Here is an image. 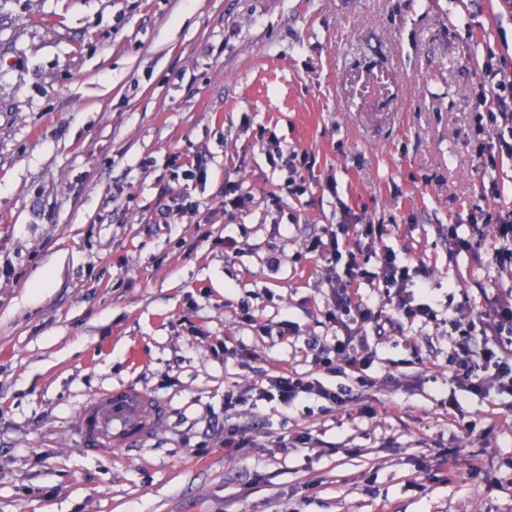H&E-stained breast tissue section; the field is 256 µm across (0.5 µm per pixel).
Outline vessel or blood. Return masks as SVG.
Masks as SVG:
<instances>
[{
    "label": "vessel or blood",
    "instance_id": "b4317fda",
    "mask_svg": "<svg viewBox=\"0 0 512 512\" xmlns=\"http://www.w3.org/2000/svg\"><path fill=\"white\" fill-rule=\"evenodd\" d=\"M161 415L160 403L138 388L120 385L99 392L80 407V448L93 455L138 449Z\"/></svg>",
    "mask_w": 512,
    "mask_h": 512
}]
</instances>
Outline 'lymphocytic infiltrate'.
I'll return each instance as SVG.
<instances>
[{"mask_svg":"<svg viewBox=\"0 0 512 512\" xmlns=\"http://www.w3.org/2000/svg\"><path fill=\"white\" fill-rule=\"evenodd\" d=\"M472 96L476 105L492 107L486 115L493 124L489 140L476 150L480 165L490 168L496 165L498 156L512 157V125L501 129L495 126L498 118L512 112V82L487 72L474 85ZM306 250L331 257L327 277L330 301L325 318L339 327V335L308 340L311 371L301 373L283 366L266 375L262 386L225 390V411H238L255 398L287 408L310 399L333 407L345 406L351 400L349 391L325 385L313 377V370L332 375L350 372L359 386L375 387L377 381L368 371L378 353L360 331L369 327L374 335L381 336L403 321L422 328H443L451 336L446 360L456 393L449 396V406H457L456 395L460 392L481 398L494 393L512 395V293L485 294L476 305L466 300L446 314L437 308L423 262L400 261L395 251L387 248L368 263L355 251L343 249L334 234L325 239L312 238ZM359 281L382 289L384 303L373 306L354 302L352 285Z\"/></svg>","mask_w":512,"mask_h":512,"instance_id":"1","label":"lymphocytic infiltrate"}]
</instances>
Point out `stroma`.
Returning a JSON list of instances; mask_svg holds the SVG:
<instances>
[{
	"instance_id": "obj_1",
	"label": "stroma",
	"mask_w": 512,
	"mask_h": 512,
	"mask_svg": "<svg viewBox=\"0 0 512 512\" xmlns=\"http://www.w3.org/2000/svg\"><path fill=\"white\" fill-rule=\"evenodd\" d=\"M486 68L512 80V0H0V512H512V398H459L495 427L482 472L421 467L466 445L439 404L450 338L430 327L405 329L418 364L379 339L372 376L421 382L370 391L374 418L261 400L239 424L324 447L224 452L225 389L308 371L306 338L336 332L306 244L343 207L426 263L440 305L512 291V268L448 244L512 208V158L472 157ZM278 147L313 155L303 196ZM174 152L204 156L206 184L175 180ZM228 177L252 196L231 216ZM184 191L199 213L161 221ZM224 337L254 368L217 356ZM115 385L163 421L135 451L87 455L78 409Z\"/></svg>"
}]
</instances>
